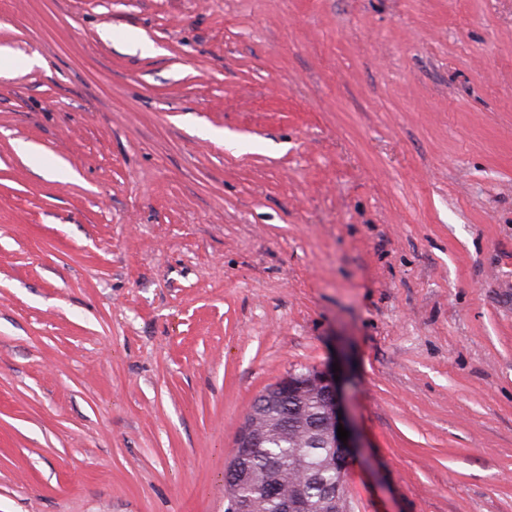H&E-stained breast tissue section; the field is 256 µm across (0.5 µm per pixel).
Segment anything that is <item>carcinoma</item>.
I'll return each mask as SVG.
<instances>
[{
  "label": "carcinoma",
  "mask_w": 512,
  "mask_h": 512,
  "mask_svg": "<svg viewBox=\"0 0 512 512\" xmlns=\"http://www.w3.org/2000/svg\"><path fill=\"white\" fill-rule=\"evenodd\" d=\"M269 412L279 432L246 451L242 465L253 478L241 479L231 489L247 504V512H287L286 497L292 487L311 476L316 486L307 487V501L311 512H320L321 487L346 483L345 475L324 465L327 449L314 445L322 434L321 404L291 389Z\"/></svg>",
  "instance_id": "carcinoma-1"
}]
</instances>
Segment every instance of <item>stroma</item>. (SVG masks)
<instances>
[{
    "label": "stroma",
    "instance_id": "obj_1",
    "mask_svg": "<svg viewBox=\"0 0 512 512\" xmlns=\"http://www.w3.org/2000/svg\"><path fill=\"white\" fill-rule=\"evenodd\" d=\"M0 49V512H224L304 367L352 512H512V0H0Z\"/></svg>",
    "mask_w": 512,
    "mask_h": 512
}]
</instances>
